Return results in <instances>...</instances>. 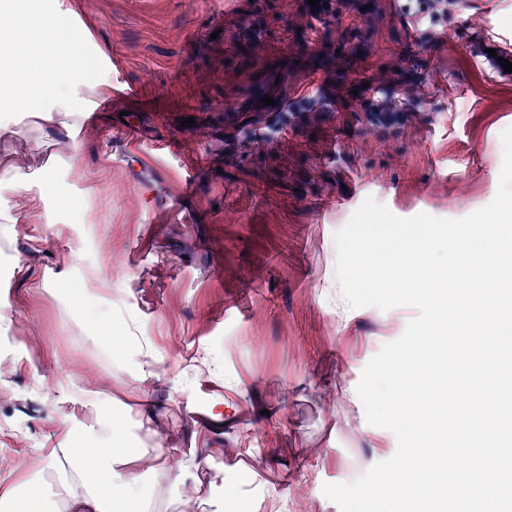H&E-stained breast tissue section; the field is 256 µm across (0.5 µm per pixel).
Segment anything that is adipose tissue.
Instances as JSON below:
<instances>
[{"instance_id": "1", "label": "adipose tissue", "mask_w": 512, "mask_h": 512, "mask_svg": "<svg viewBox=\"0 0 512 512\" xmlns=\"http://www.w3.org/2000/svg\"><path fill=\"white\" fill-rule=\"evenodd\" d=\"M5 13L15 16L16 25L0 36L6 47L0 55V112H28L41 119L55 112L67 116L76 113L80 96H106L107 84L83 79V38L63 27L55 29L52 52L39 54L35 48L46 30L44 12L35 7L21 12L16 0H0V15ZM63 458L69 469L61 477L56 500L38 498L37 479ZM28 466L30 481L0 485V512H112L118 500L138 503L141 512L151 508L142 485L116 483L111 455L76 456L68 448H38Z\"/></svg>"}]
</instances>
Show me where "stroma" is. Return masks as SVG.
I'll list each match as a JSON object with an SVG mask.
<instances>
[{"instance_id":"1","label":"stroma","mask_w":512,"mask_h":512,"mask_svg":"<svg viewBox=\"0 0 512 512\" xmlns=\"http://www.w3.org/2000/svg\"><path fill=\"white\" fill-rule=\"evenodd\" d=\"M71 2L46 21L87 35L86 80L142 98L111 99L104 136L89 102L65 129L4 116L0 457L109 452L129 478L124 451L157 449L182 477L144 476L154 512H339L324 484L397 450L339 393L416 311L350 308L334 234L370 196L404 218L493 200L512 72L491 51L512 0H456L412 46L392 0L319 18L305 0ZM311 74L310 104L280 111ZM130 121L166 155L130 148Z\"/></svg>"}]
</instances>
